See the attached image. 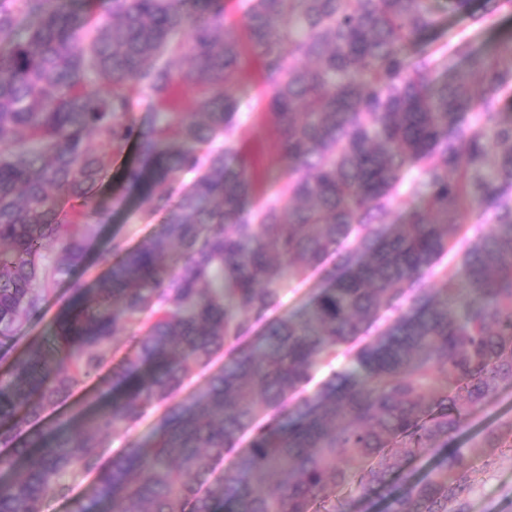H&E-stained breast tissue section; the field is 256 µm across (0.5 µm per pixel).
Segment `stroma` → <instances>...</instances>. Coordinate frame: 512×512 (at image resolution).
Here are the masks:
<instances>
[{
	"instance_id": "obj_1",
	"label": "stroma",
	"mask_w": 512,
	"mask_h": 512,
	"mask_svg": "<svg viewBox=\"0 0 512 512\" xmlns=\"http://www.w3.org/2000/svg\"><path fill=\"white\" fill-rule=\"evenodd\" d=\"M512 30V16L499 14L494 26L477 24L463 14L442 15L440 28L430 37L432 47L444 46L449 35L466 36L473 47L481 52L494 50L501 35ZM272 127L260 108L243 110L238 118L235 140L238 148L245 154L260 158L266 169L267 191H275L285 178V166L272 142ZM134 158L133 147H126L116 157L111 174L105 179L102 192L105 197L120 199L121 207L112 214L109 224L99 228L91 243L92 251L105 248L112 239H120L127 244H136L143 237L159 231L158 223H145L141 220L137 202L128 195L123 180V172ZM336 265L335 255H328L322 266L310 270L303 282L289 283L285 290L278 316L297 312L307 303L315 289L322 283L327 271ZM74 290L70 281H60L53 285L40 320L25 324L4 350L14 356L27 350L42 336L50 334L59 316L72 306ZM512 419V385H505L494 401L486 408L470 415L464 424V437H473L503 420ZM474 482L468 496V512H512V450L492 448L487 450L485 458L475 461Z\"/></svg>"
}]
</instances>
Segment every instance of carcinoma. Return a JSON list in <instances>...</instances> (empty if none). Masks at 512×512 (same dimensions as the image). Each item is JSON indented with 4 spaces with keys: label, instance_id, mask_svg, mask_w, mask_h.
Segmentation results:
<instances>
[{
    "label": "carcinoma",
    "instance_id": "carcinoma-1",
    "mask_svg": "<svg viewBox=\"0 0 512 512\" xmlns=\"http://www.w3.org/2000/svg\"><path fill=\"white\" fill-rule=\"evenodd\" d=\"M226 2L106 0L97 14L0 0V340L53 281L86 271L108 214L99 186L130 142L125 180L161 218L132 247L112 242L91 296L0 377V512H45L74 472L96 477L75 512H353L371 494L385 512H467L469 462L512 448L511 419L449 448L512 384V39L493 53L418 43L442 12L490 25L512 0H236V22ZM241 29L288 171L267 196L233 145ZM400 201L404 222L387 223ZM474 214L491 228L459 248ZM347 242L328 285L269 318L285 283ZM120 325L137 332L99 396L42 428L99 378ZM224 352L179 398L190 367ZM159 409L146 438L112 451L113 433Z\"/></svg>",
    "mask_w": 512,
    "mask_h": 512
}]
</instances>
